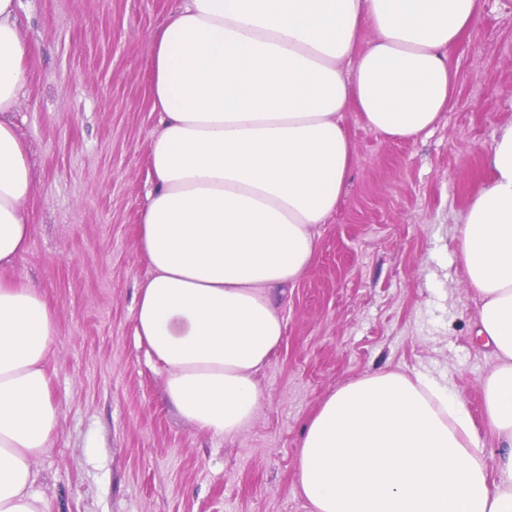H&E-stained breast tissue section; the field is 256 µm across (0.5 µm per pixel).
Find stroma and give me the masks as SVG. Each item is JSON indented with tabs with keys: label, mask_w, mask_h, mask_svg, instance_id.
Returning <instances> with one entry per match:
<instances>
[{
	"label": "stroma",
	"mask_w": 512,
	"mask_h": 512,
	"mask_svg": "<svg viewBox=\"0 0 512 512\" xmlns=\"http://www.w3.org/2000/svg\"><path fill=\"white\" fill-rule=\"evenodd\" d=\"M36 49L16 124L36 171L34 232L13 276L56 312L50 353L60 421L35 463L48 512H307L298 494L302 429L326 397L364 375L445 380L485 431L493 368L473 323L480 301L459 230L497 129L512 123V0H480L452 52L458 84L414 140L345 124L354 146L317 258L282 299L280 349L258 375L253 423L226 439L182 419L164 370L135 334L148 268L138 224L150 189L146 145L152 33L182 0H17Z\"/></svg>",
	"instance_id": "stroma-1"
}]
</instances>
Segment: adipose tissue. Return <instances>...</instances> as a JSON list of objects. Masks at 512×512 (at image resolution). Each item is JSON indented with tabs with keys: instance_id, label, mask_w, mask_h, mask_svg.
<instances>
[{
	"instance_id": "adipose-tissue-1",
	"label": "adipose tissue",
	"mask_w": 512,
	"mask_h": 512,
	"mask_svg": "<svg viewBox=\"0 0 512 512\" xmlns=\"http://www.w3.org/2000/svg\"><path fill=\"white\" fill-rule=\"evenodd\" d=\"M479 0H184L154 34L152 189L138 246L149 276L135 332L165 369L168 402L232 438L261 405L258 372L283 340L281 297L312 267L318 227L353 157L344 114L391 139L431 131L456 87L451 51ZM370 30L372 40L360 46ZM32 55L0 0V512H48L34 464L59 421L42 290L7 271L33 234L36 174L13 114ZM459 253L495 364L490 435L425 375L381 371L332 392L305 425L308 512H512V124L487 152Z\"/></svg>"
}]
</instances>
